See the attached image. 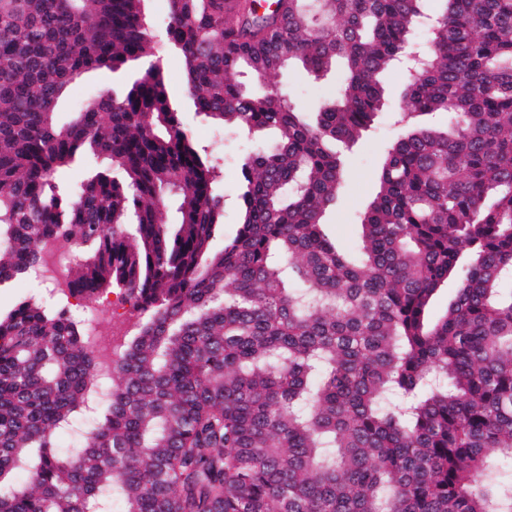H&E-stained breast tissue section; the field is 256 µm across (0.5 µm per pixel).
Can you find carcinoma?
I'll list each match as a JSON object with an SVG mask.
<instances>
[{
    "instance_id": "cac0c4a2",
    "label": "carcinoma",
    "mask_w": 512,
    "mask_h": 512,
    "mask_svg": "<svg viewBox=\"0 0 512 512\" xmlns=\"http://www.w3.org/2000/svg\"><path fill=\"white\" fill-rule=\"evenodd\" d=\"M145 2L0 0V287L49 246L77 256L52 306L0 315V512H512V0H169L193 111L279 135L242 163L219 251L220 169L183 128ZM427 16L404 131L343 252L321 230L343 188L329 143L372 127ZM339 61L314 124L235 78ZM100 71L122 90L61 122ZM439 112L453 135L414 123ZM109 286L139 318L103 377L69 297ZM64 424L85 437L60 450ZM112 82L114 86L118 85L120 78L116 75L112 76L110 72H101L76 79L69 88L66 102L78 104L91 93L102 89H112Z\"/></svg>"
}]
</instances>
